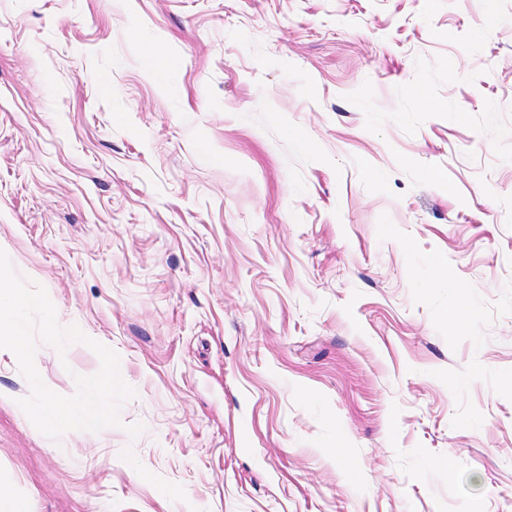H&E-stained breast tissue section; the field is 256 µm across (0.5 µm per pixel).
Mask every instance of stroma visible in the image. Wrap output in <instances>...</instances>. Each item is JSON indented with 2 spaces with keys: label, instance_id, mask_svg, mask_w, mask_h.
<instances>
[{
  "label": "stroma",
  "instance_id": "1",
  "mask_svg": "<svg viewBox=\"0 0 512 512\" xmlns=\"http://www.w3.org/2000/svg\"><path fill=\"white\" fill-rule=\"evenodd\" d=\"M0 249L136 391L0 350L29 512H512V0H0Z\"/></svg>",
  "mask_w": 512,
  "mask_h": 512
}]
</instances>
